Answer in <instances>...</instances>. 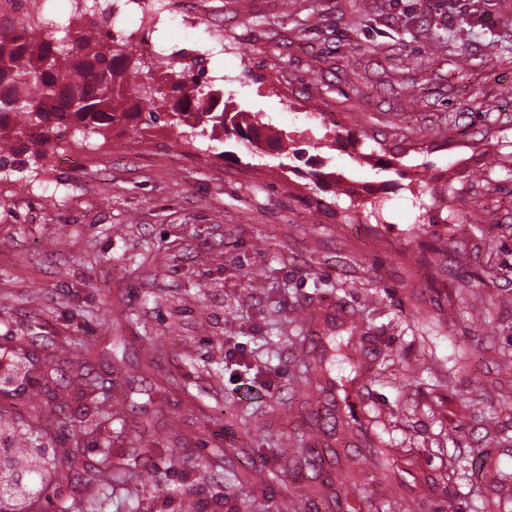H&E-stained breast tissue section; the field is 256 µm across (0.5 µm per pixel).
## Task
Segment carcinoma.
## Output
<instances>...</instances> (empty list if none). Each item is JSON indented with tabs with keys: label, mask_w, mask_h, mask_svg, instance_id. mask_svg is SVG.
Returning <instances> with one entry per match:
<instances>
[{
	"label": "carcinoma",
	"mask_w": 512,
	"mask_h": 512,
	"mask_svg": "<svg viewBox=\"0 0 512 512\" xmlns=\"http://www.w3.org/2000/svg\"><path fill=\"white\" fill-rule=\"evenodd\" d=\"M76 10L95 20L96 34L73 33L71 24L57 26L56 34L39 33L41 21L32 20L14 30H0V170L16 153L33 151L73 134L101 135L112 125L147 111L148 121L159 119L156 99L163 92L152 86H131V97L122 95L125 73L131 66H142L143 45L129 40L116 41L110 31L112 11L98 9V0H77ZM151 65L178 73L181 82L173 89L179 92L170 105V125L195 131L232 128L242 142L259 147L260 141L283 142L277 135L265 132V124L248 112H228L224 91L214 85H201L204 69L178 61L177 54L152 52ZM134 101L135 111L121 108ZM21 134L26 141L18 146L8 144L5 132ZM17 456L9 473L17 481L11 492L19 504L47 492L39 480L40 469L32 468L24 449L0 448V454ZM139 453L121 461L114 460L110 441L103 442L94 463L79 453L68 450L61 458L43 460L41 465L67 467L80 475L103 470L122 473L136 466Z\"/></svg>",
	"instance_id": "cac0c4a2"
}]
</instances>
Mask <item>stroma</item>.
I'll list each match as a JSON object with an SVG mask.
<instances>
[{
  "label": "stroma",
  "mask_w": 512,
  "mask_h": 512,
  "mask_svg": "<svg viewBox=\"0 0 512 512\" xmlns=\"http://www.w3.org/2000/svg\"><path fill=\"white\" fill-rule=\"evenodd\" d=\"M150 3L149 42L286 148L132 118L0 172V362H63L51 411L32 382L0 421L91 461L85 405L114 458L144 446L119 477L58 470L27 512H512V0ZM349 333L354 431L328 398L309 418L301 380ZM116 338L118 370L75 354ZM87 368L103 390L66 385ZM341 441L356 498L307 496ZM374 445L405 464L382 475Z\"/></svg>",
  "instance_id": "1"
}]
</instances>
